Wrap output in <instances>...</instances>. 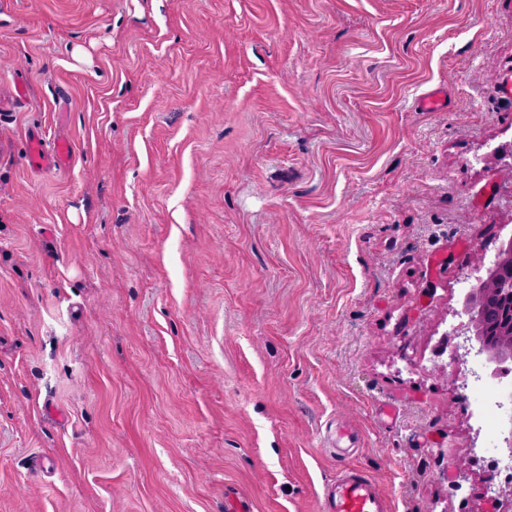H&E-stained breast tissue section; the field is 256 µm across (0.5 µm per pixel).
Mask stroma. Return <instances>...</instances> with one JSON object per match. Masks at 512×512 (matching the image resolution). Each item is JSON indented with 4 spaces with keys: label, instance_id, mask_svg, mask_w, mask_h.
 <instances>
[{
    "label": "stroma",
    "instance_id": "35a3bbf8",
    "mask_svg": "<svg viewBox=\"0 0 512 512\" xmlns=\"http://www.w3.org/2000/svg\"><path fill=\"white\" fill-rule=\"evenodd\" d=\"M510 85L512 0H0V512H512ZM72 152L69 139L59 138L51 147H46L39 134L32 131L29 136L28 164L34 170H47L64 163ZM512 263V238L504 241L493 261V267L488 270L486 279H479V283L468 289L463 301V313L467 316V329L472 332L463 340L459 348L466 353L474 351L475 355L482 356L485 368L496 365L497 358L512 356V282L503 281L493 275V270L502 264ZM483 293L488 295L499 294L511 300V319L502 329L494 343H489L486 336L493 335L498 325V312L496 304L491 299L487 306L485 321V335L479 323ZM327 512H383L384 498L376 483L359 472L337 476L324 503Z\"/></svg>",
    "mask_w": 512,
    "mask_h": 512
}]
</instances>
